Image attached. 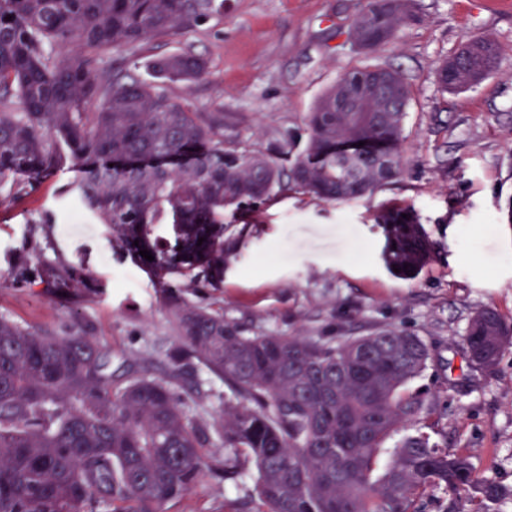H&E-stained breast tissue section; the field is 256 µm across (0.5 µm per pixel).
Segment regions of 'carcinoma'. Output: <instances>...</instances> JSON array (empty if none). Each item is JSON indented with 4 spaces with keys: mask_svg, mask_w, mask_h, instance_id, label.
Returning <instances> with one entry per match:
<instances>
[{
    "mask_svg": "<svg viewBox=\"0 0 512 512\" xmlns=\"http://www.w3.org/2000/svg\"><path fill=\"white\" fill-rule=\"evenodd\" d=\"M415 0H365L352 21L357 46L385 50L418 21ZM224 19V0H0V188L19 195L29 179L68 166L70 192L112 230L159 286L174 315L166 372L118 382L112 348L85 331L58 334L0 315V512H162L213 468L209 435L257 469L253 512H419L441 489L438 512H501L512 489L479 476L468 456L448 452L417 428L431 409L404 393L430 354L398 326L363 336L251 332L224 309L188 306V288L224 271V212L246 217L258 203L296 189L320 201L375 193L403 171L411 99L403 75L384 64L355 68L328 86L306 117L304 148L284 141L249 150L224 141V113L172 98L168 82L208 73L189 50L157 59L155 81L100 60L163 37H183ZM464 59L443 62V91L480 83L497 48L476 38ZM363 142V153L339 147ZM172 226L174 245L155 236ZM388 269L409 277L432 259L415 214L380 216ZM203 242H198V239ZM148 250L154 260L143 258ZM16 279L47 296L85 278L73 265H21ZM512 344V323L491 308L472 313L462 336L467 366L489 374ZM197 364L233 398L208 421L184 410L178 381ZM412 426L415 433L399 436ZM395 440L392 458L378 456Z\"/></svg>",
    "mask_w": 512,
    "mask_h": 512,
    "instance_id": "carcinoma-1",
    "label": "carcinoma"
}]
</instances>
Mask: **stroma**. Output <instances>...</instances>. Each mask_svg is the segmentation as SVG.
<instances>
[{"mask_svg":"<svg viewBox=\"0 0 512 512\" xmlns=\"http://www.w3.org/2000/svg\"><path fill=\"white\" fill-rule=\"evenodd\" d=\"M362 0H224V20L181 38H161L132 55H109L102 75L191 50L208 61L206 80L168 85L169 95L199 111L224 115V137L257 149L280 135L303 134L316 99L349 70L371 61L400 70L411 89L405 122L406 167L373 196L322 203L288 192L259 205L248 222L224 217L236 254L219 288H183L190 305L223 303L224 317L255 331L288 336H360L398 325L420 336L430 359L410 381L438 427L431 439L466 452L479 475L512 488V345L494 373L471 371L461 337L470 315L491 307L512 322V12L491 0H417L418 23L403 27L371 57L357 50L352 20ZM492 39L495 71L478 85L442 91L439 63L466 40ZM62 169L19 198L0 191V314L37 327L86 330L107 342L112 369L160 375L174 318L149 275L112 246L106 225L81 212ZM412 210L436 244L428 266L411 278L381 259V210ZM82 267L93 295L72 310L20 287L16 268L42 261ZM184 391L216 415L232 395L202 366L189 368ZM209 474L164 512H240L255 494L256 469Z\"/></svg>","mask_w":512,"mask_h":512,"instance_id":"1","label":"stroma"}]
</instances>
